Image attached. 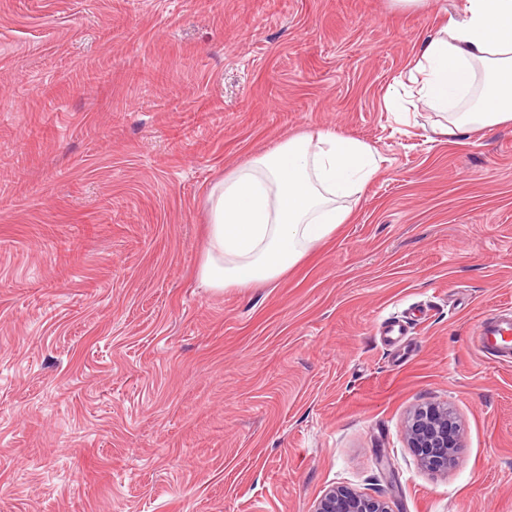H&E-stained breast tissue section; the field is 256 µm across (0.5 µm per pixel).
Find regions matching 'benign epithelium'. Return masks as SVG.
Listing matches in <instances>:
<instances>
[{
  "mask_svg": "<svg viewBox=\"0 0 512 512\" xmlns=\"http://www.w3.org/2000/svg\"><path fill=\"white\" fill-rule=\"evenodd\" d=\"M405 438L410 448H457L458 422L446 404L416 408L407 420ZM312 512H393L388 502L373 496H345L332 487L317 501Z\"/></svg>",
  "mask_w": 512,
  "mask_h": 512,
  "instance_id": "benign-epithelium-1",
  "label": "benign epithelium"
}]
</instances>
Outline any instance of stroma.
I'll list each match as a JSON object with an SVG mask.
<instances>
[{"label":"stroma","mask_w":512,"mask_h":512,"mask_svg":"<svg viewBox=\"0 0 512 512\" xmlns=\"http://www.w3.org/2000/svg\"><path fill=\"white\" fill-rule=\"evenodd\" d=\"M465 5L0 0V512H512V365L471 341L512 306V125L389 103ZM317 130L374 151L349 220L201 285L211 187ZM429 403L444 472L404 438ZM455 413L448 404L416 408L407 420L405 438L409 448H459L460 435ZM312 512H393L388 502L373 496H344L336 487L327 490Z\"/></svg>","instance_id":"stroma-1"}]
</instances>
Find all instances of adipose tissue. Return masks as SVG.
I'll use <instances>...</instances> for the list:
<instances>
[{
	"instance_id": "ef3b65f1",
	"label": "adipose tissue",
	"mask_w": 512,
	"mask_h": 512,
	"mask_svg": "<svg viewBox=\"0 0 512 512\" xmlns=\"http://www.w3.org/2000/svg\"><path fill=\"white\" fill-rule=\"evenodd\" d=\"M419 100L452 138L512 123V0H466L409 69ZM369 145L332 131L288 138L226 174L209 193L205 255L198 268L214 289L280 278L351 213L375 169Z\"/></svg>"
}]
</instances>
